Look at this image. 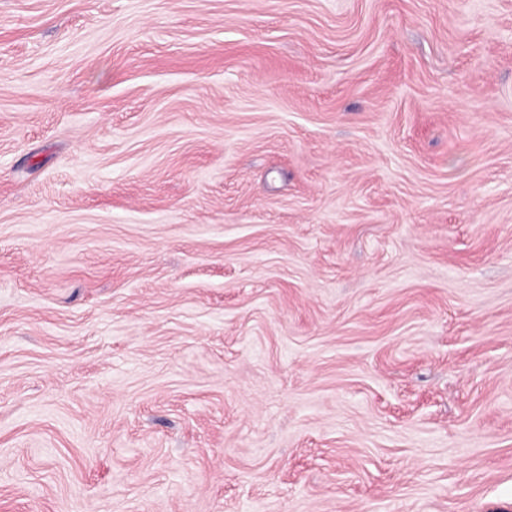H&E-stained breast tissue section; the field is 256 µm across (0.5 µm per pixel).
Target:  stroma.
<instances>
[{
  "label": "stroma",
  "instance_id": "stroma-1",
  "mask_svg": "<svg viewBox=\"0 0 512 512\" xmlns=\"http://www.w3.org/2000/svg\"><path fill=\"white\" fill-rule=\"evenodd\" d=\"M0 512H512V0H0Z\"/></svg>",
  "mask_w": 512,
  "mask_h": 512
}]
</instances>
